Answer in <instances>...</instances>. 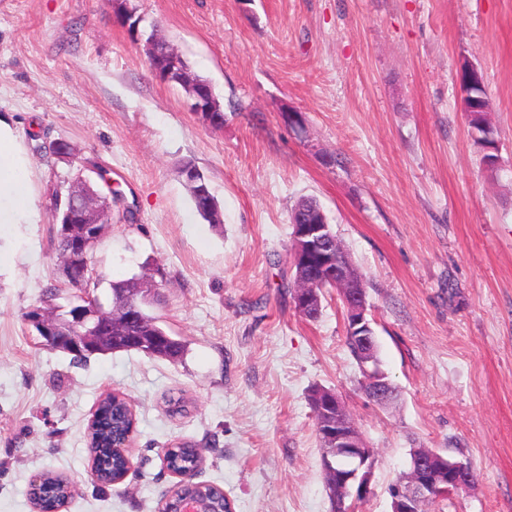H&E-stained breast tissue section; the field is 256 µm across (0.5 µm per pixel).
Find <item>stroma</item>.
<instances>
[{
    "instance_id": "obj_1",
    "label": "stroma",
    "mask_w": 512,
    "mask_h": 512,
    "mask_svg": "<svg viewBox=\"0 0 512 512\" xmlns=\"http://www.w3.org/2000/svg\"><path fill=\"white\" fill-rule=\"evenodd\" d=\"M190 70L224 125L203 124L179 85L151 73L107 0H0V116L29 158L34 224H0V512H34L52 470L76 487L64 512H158L175 483L165 448H202L196 479L232 512H330L308 395L338 392L378 464L355 512H391L410 451L470 463L473 481L427 512H512V0H132ZM480 68L499 154L489 172L462 107L463 62ZM302 114L305 127L284 123ZM70 139L108 169L135 213L106 225L92 258L102 301L150 268V312L187 345L170 362L137 352L87 361L47 349L24 315L60 285L50 198L75 165L32 133ZM192 163L220 225L196 211ZM306 196L367 285L379 405L325 290L318 320L296 310L291 208ZM136 419L132 467L102 487L85 444L101 395ZM185 396L189 412L169 413Z\"/></svg>"
}]
</instances>
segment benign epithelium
I'll list each match as a JSON object with an SVG mask.
<instances>
[{"instance_id": "obj_1", "label": "benign epithelium", "mask_w": 512, "mask_h": 512, "mask_svg": "<svg viewBox=\"0 0 512 512\" xmlns=\"http://www.w3.org/2000/svg\"><path fill=\"white\" fill-rule=\"evenodd\" d=\"M112 9L114 22L135 33L136 41H145L147 57L158 58V65L153 69L155 77L180 85L189 102L190 111L203 123L213 128L223 127V121L213 118L218 108L211 95L206 93L196 76L184 68L182 55L164 44L156 29L147 39H142V17L136 15L130 0H112ZM88 183L89 179L81 172L69 181L66 195L70 208L60 220L64 224L63 234L73 240L68 260L77 264L87 260V256L85 247L74 238V225L112 223V202L88 194ZM292 242L293 259L305 266L312 256L332 251L334 237L330 224L323 218L313 224L293 225ZM328 276L345 303L346 336L357 352L358 364L365 382L370 385L372 398L379 404H385L393 397V387L378 367L376 334L368 318L366 294L354 292L359 284L350 266L346 267L338 261L336 267L328 271ZM294 294L299 302L300 313L308 314L310 305L318 298L315 282L299 281ZM76 296L79 302H71L59 308L66 328L49 322L44 327L64 336L70 330L80 329L86 330L88 336L96 335L99 308L102 307L100 300L93 295L91 288L82 289ZM321 397L324 398V404L317 410V423L323 443L322 464L329 476L328 493L336 508L342 509L347 503L356 504L371 494L377 453L363 439L355 425L348 421L342 398L325 388L318 389L314 394L316 399ZM339 457L347 462V468L341 472L332 469V460ZM468 472L469 466L465 462L450 461L429 448L412 449L409 469L390 493L391 512H419L424 501L433 497H448L455 490L469 484L471 477ZM163 512H207V509L197 498L183 495L172 506L163 508Z\"/></svg>"}]
</instances>
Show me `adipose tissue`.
Returning a JSON list of instances; mask_svg holds the SVG:
<instances>
[{
    "instance_id": "adipose-tissue-1",
    "label": "adipose tissue",
    "mask_w": 512,
    "mask_h": 512,
    "mask_svg": "<svg viewBox=\"0 0 512 512\" xmlns=\"http://www.w3.org/2000/svg\"><path fill=\"white\" fill-rule=\"evenodd\" d=\"M35 213L28 161L11 124L0 118V224H30Z\"/></svg>"
}]
</instances>
